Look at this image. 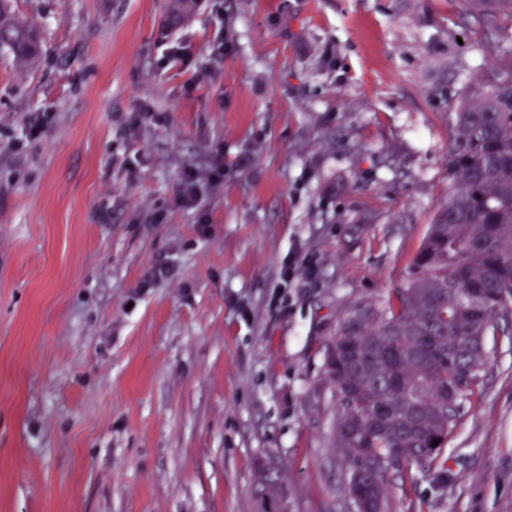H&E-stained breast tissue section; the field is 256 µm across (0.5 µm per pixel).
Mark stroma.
Returning a JSON list of instances; mask_svg holds the SVG:
<instances>
[{
  "label": "stroma",
  "instance_id": "obj_1",
  "mask_svg": "<svg viewBox=\"0 0 512 512\" xmlns=\"http://www.w3.org/2000/svg\"><path fill=\"white\" fill-rule=\"evenodd\" d=\"M12 6L41 53L0 57V512H261L262 461L290 512H355L328 352L411 282L496 17L464 0H199L176 25L171 0ZM172 45L190 65L162 64ZM218 158L221 190L179 205L185 168ZM487 352L443 463L391 476L393 512H512V316Z\"/></svg>",
  "mask_w": 512,
  "mask_h": 512
}]
</instances>
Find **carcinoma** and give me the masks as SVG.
<instances>
[{
    "label": "carcinoma",
    "instance_id": "cac0c4a2",
    "mask_svg": "<svg viewBox=\"0 0 512 512\" xmlns=\"http://www.w3.org/2000/svg\"><path fill=\"white\" fill-rule=\"evenodd\" d=\"M9 2L0 0V51L32 60L35 32L10 17ZM466 3L502 18L498 40L485 44L500 63L451 113L448 202L414 259L409 288L380 319L343 326L328 356L343 407L334 445L351 469L371 458L364 475L371 512H390L391 457L415 465L442 457L459 414L445 394L474 392L487 366V337L497 334L512 299V0ZM258 485L262 498L284 492L261 468Z\"/></svg>",
    "mask_w": 512,
    "mask_h": 512
}]
</instances>
